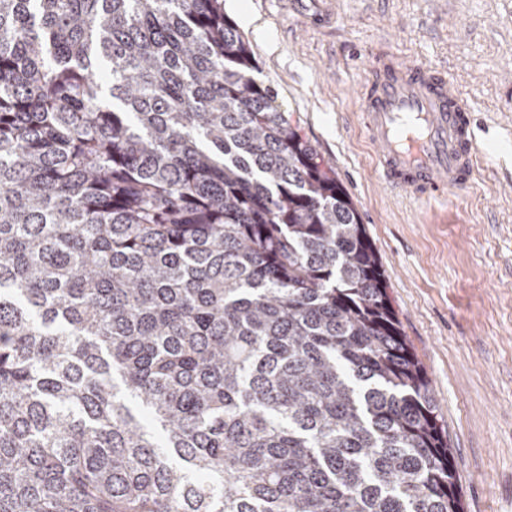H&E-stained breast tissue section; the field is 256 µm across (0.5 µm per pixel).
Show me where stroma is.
Instances as JSON below:
<instances>
[{
  "mask_svg": "<svg viewBox=\"0 0 512 512\" xmlns=\"http://www.w3.org/2000/svg\"><path fill=\"white\" fill-rule=\"evenodd\" d=\"M258 80L332 168L426 373L464 512H512V0H224ZM444 69L480 159L468 192L385 189L360 119L372 55Z\"/></svg>",
  "mask_w": 512,
  "mask_h": 512,
  "instance_id": "stroma-1",
  "label": "stroma"
}]
</instances>
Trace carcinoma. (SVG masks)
I'll use <instances>...</instances> for the list:
<instances>
[{
    "label": "carcinoma",
    "instance_id": "carcinoma-1",
    "mask_svg": "<svg viewBox=\"0 0 512 512\" xmlns=\"http://www.w3.org/2000/svg\"><path fill=\"white\" fill-rule=\"evenodd\" d=\"M224 0H0V512H463L352 201Z\"/></svg>",
    "mask_w": 512,
    "mask_h": 512
}]
</instances>
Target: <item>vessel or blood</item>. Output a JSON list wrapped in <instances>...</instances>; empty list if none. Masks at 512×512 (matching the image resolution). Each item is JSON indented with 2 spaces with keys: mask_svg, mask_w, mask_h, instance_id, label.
<instances>
[{
  "mask_svg": "<svg viewBox=\"0 0 512 512\" xmlns=\"http://www.w3.org/2000/svg\"><path fill=\"white\" fill-rule=\"evenodd\" d=\"M361 98L385 187L425 202L470 184L477 164L474 113L443 71L378 54Z\"/></svg>",
  "mask_w": 512,
  "mask_h": 512,
  "instance_id": "b4317fda",
  "label": "vessel or blood"
}]
</instances>
